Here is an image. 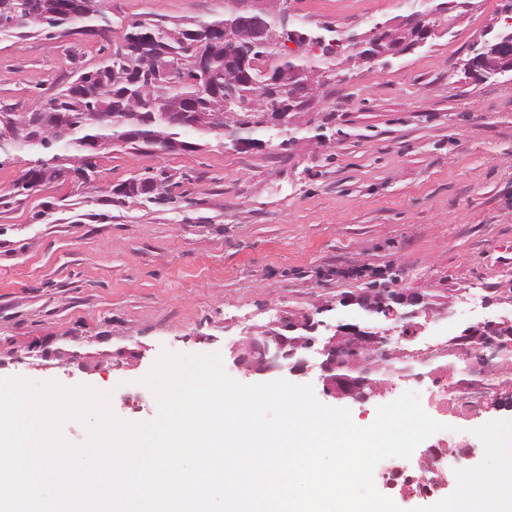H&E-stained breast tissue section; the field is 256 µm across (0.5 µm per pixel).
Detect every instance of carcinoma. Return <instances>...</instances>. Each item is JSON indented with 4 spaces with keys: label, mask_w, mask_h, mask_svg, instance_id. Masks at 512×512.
Masks as SVG:
<instances>
[{
    "label": "carcinoma",
    "mask_w": 512,
    "mask_h": 512,
    "mask_svg": "<svg viewBox=\"0 0 512 512\" xmlns=\"http://www.w3.org/2000/svg\"><path fill=\"white\" fill-rule=\"evenodd\" d=\"M238 20L229 6L211 21H134L98 65L74 67V80L52 97L25 112L0 110V139H19L17 149L38 154L16 182V193L70 171L85 186L96 188L99 140L133 153L195 151L207 145L212 131L193 119L172 125L165 115L188 112L209 118L219 111V96L260 102L266 77L240 63L261 50L224 40V28ZM31 26L59 39L109 31L112 19L104 0H0L1 36H20ZM199 53L207 57L209 71L183 67L179 81L163 77L166 66L182 67V61ZM151 180L134 176L111 193L151 202L156 198Z\"/></svg>",
    "instance_id": "obj_1"
}]
</instances>
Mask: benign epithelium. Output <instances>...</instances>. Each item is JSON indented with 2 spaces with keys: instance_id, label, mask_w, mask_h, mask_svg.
<instances>
[{
  "instance_id": "benign-epithelium-1",
  "label": "benign epithelium",
  "mask_w": 512,
  "mask_h": 512,
  "mask_svg": "<svg viewBox=\"0 0 512 512\" xmlns=\"http://www.w3.org/2000/svg\"><path fill=\"white\" fill-rule=\"evenodd\" d=\"M235 7L244 11V16L231 30L224 31V39L241 42L253 47L266 49L268 53L252 60L244 61L252 67L263 65L271 71V64L280 56L299 54L306 45L295 41L283 40L277 36L273 26L283 28L294 23L288 11L287 0H237ZM434 12L427 10L415 12L396 29L386 25H377L364 34H351L339 42L336 48L344 58L343 65L354 66L371 63L389 57L397 58L405 52L423 45L434 31L431 18ZM506 72L512 70V41L496 43L483 42L464 64V74L469 78H484L491 71ZM337 77V71L314 69L300 74H274L268 83L276 90L291 91L297 100L309 102L325 83ZM390 287L401 295L405 306H418L425 297L402 285L397 279ZM342 303L358 304L369 314H376L396 324L409 317L407 312L383 301L377 289H369L357 296H347ZM325 326L321 320L290 319L280 326L278 331L248 336L233 351L234 364L247 374L274 375L284 371L291 374H304L317 367L323 393L334 399H349L356 403H366L381 392L376 385L362 379V375L336 373V364L343 350L353 348L364 352L356 362V367L370 371L382 365L388 359L391 331L383 333L362 328L358 325H340L334 328V334L321 338L318 329ZM512 334L511 321H486L466 326V335L474 343L476 352L474 366L487 367L497 356V349L505 338Z\"/></svg>"
}]
</instances>
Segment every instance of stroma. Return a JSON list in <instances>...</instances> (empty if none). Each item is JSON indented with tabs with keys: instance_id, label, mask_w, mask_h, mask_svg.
I'll list each match as a JSON object with an SVG mask.
<instances>
[{
	"instance_id": "1",
	"label": "stroma",
	"mask_w": 512,
	"mask_h": 512,
	"mask_svg": "<svg viewBox=\"0 0 512 512\" xmlns=\"http://www.w3.org/2000/svg\"><path fill=\"white\" fill-rule=\"evenodd\" d=\"M424 47L343 70L293 113L282 137L237 151L102 152L90 194L74 176L24 195L14 185L31 156L0 166V378L55 380L111 392L129 422L158 415L143 385L162 351L220 354L288 318L359 324L348 295L398 272L426 298L428 332L469 324L456 309L479 295L480 320L512 312V76L469 79L470 45L500 29L512 0H450ZM298 26L364 33L397 26L424 0H288ZM113 30L46 39L0 37V108L24 112L57 92L71 55L99 61L133 21L210 20L224 0H106ZM329 139L318 142L317 129ZM181 176L153 202L109 195L131 176ZM59 358L41 359L43 349ZM416 382L391 379L381 397L348 409L360 427Z\"/></svg>"
}]
</instances>
